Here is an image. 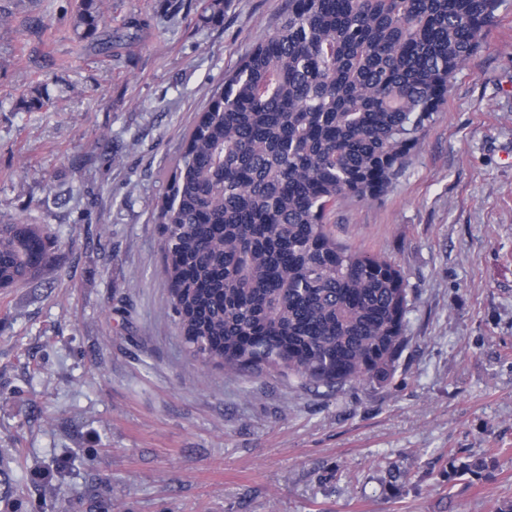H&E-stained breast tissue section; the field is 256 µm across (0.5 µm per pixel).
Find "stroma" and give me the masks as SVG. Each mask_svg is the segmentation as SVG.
Instances as JSON below:
<instances>
[{"label": "stroma", "mask_w": 512, "mask_h": 512, "mask_svg": "<svg viewBox=\"0 0 512 512\" xmlns=\"http://www.w3.org/2000/svg\"><path fill=\"white\" fill-rule=\"evenodd\" d=\"M283 4L224 0L212 24L106 0L92 41L70 0H0V224L43 226L54 263L0 290V512L512 504V0L390 191L330 216L406 280L389 379L304 386L202 363L181 341L155 207L212 89ZM134 16L150 20L135 44L102 52ZM35 86L49 102L29 110ZM460 452L487 470L449 480Z\"/></svg>", "instance_id": "obj_1"}]
</instances>
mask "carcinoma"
I'll use <instances>...</instances> for the list:
<instances>
[{
  "mask_svg": "<svg viewBox=\"0 0 512 512\" xmlns=\"http://www.w3.org/2000/svg\"><path fill=\"white\" fill-rule=\"evenodd\" d=\"M499 0H288L276 30L211 91L156 207L182 341L230 371L341 388L383 380L407 342V288L386 256L336 237L345 199L386 194ZM219 22L224 0H195ZM101 0H76L78 38ZM48 231L0 224V289L41 279ZM468 454L452 476H477Z\"/></svg>",
  "mask_w": 512,
  "mask_h": 512,
  "instance_id": "1",
  "label": "carcinoma"
}]
</instances>
